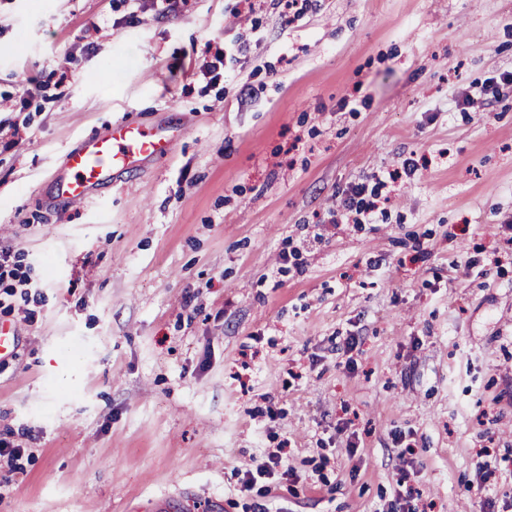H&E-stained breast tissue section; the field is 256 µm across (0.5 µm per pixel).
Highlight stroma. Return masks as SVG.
<instances>
[{"label": "stroma", "mask_w": 512, "mask_h": 512, "mask_svg": "<svg viewBox=\"0 0 512 512\" xmlns=\"http://www.w3.org/2000/svg\"><path fill=\"white\" fill-rule=\"evenodd\" d=\"M234 5L0 0V512H512V0ZM178 138L133 121L113 123L86 136L66 154L67 174L56 179V193L67 203L86 201L93 186L136 169L146 159L166 158ZM364 192L363 187H355L352 191V196L346 199L342 205L343 210L348 212H355L358 216H363L367 219H372L374 213L379 209L378 194H373L372 199L367 200L362 198L361 195Z\"/></svg>", "instance_id": "stroma-1"}]
</instances>
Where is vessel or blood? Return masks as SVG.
Listing matches in <instances>:
<instances>
[{
    "label": "vessel or blood",
    "instance_id": "1",
    "mask_svg": "<svg viewBox=\"0 0 512 512\" xmlns=\"http://www.w3.org/2000/svg\"><path fill=\"white\" fill-rule=\"evenodd\" d=\"M176 140V135L163 134L154 126L114 123L103 132L86 136L67 153V173L57 178L56 193L68 203L86 201L92 187L136 169L146 159L167 157Z\"/></svg>",
    "mask_w": 512,
    "mask_h": 512
}]
</instances>
